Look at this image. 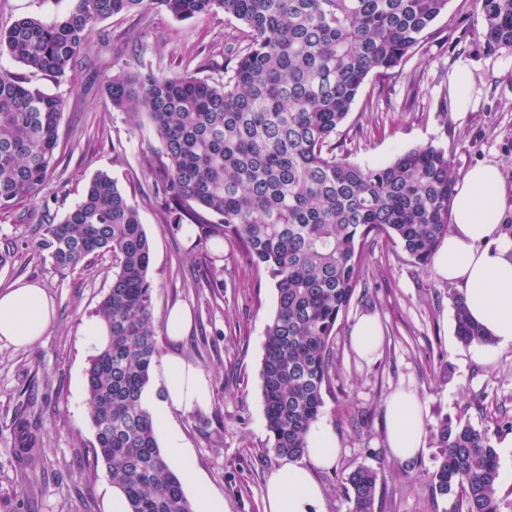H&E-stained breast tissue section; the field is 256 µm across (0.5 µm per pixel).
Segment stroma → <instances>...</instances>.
Returning <instances> with one entry per match:
<instances>
[{
    "instance_id": "obj_1",
    "label": "stroma",
    "mask_w": 512,
    "mask_h": 512,
    "mask_svg": "<svg viewBox=\"0 0 512 512\" xmlns=\"http://www.w3.org/2000/svg\"><path fill=\"white\" fill-rule=\"evenodd\" d=\"M69 5L70 0H0V23L26 15L50 23ZM236 27L220 11L197 21H179L159 10L114 16L92 37L86 67L61 81L38 77L34 83L66 100L59 164L43 197L54 214L64 216L90 179L104 171L135 202L152 243L149 277L160 351L185 354L212 388L210 405L176 414V424L227 512H264L266 477L282 463L271 450L260 379L265 329L276 306L273 283L230 245L197 247L187 233L164 223L163 198L154 190L158 171L149 163L160 143L146 122L113 111L103 92L106 78L123 66L158 73L223 62L230 55L226 36ZM131 30L141 34L137 56L126 48ZM481 31L472 0H448L399 69L382 80H365L340 138L350 161L372 167L427 143L446 148L460 176L478 163L497 164L507 179L500 226L506 237L512 235V52H489ZM461 60L470 66L474 103L459 117L440 107L448 97V74ZM39 239L37 225L0 214V246L15 247L12 263L0 268V289L20 280L38 283L55 308L54 322L39 342L27 348L0 343V512H104L111 480L92 453L85 382L91 352L81 342V328L110 286L112 258L100 256L87 268L63 274L39 249ZM205 266L223 279V288L196 281ZM361 284L365 297H353L337 322L336 375L323 394L321 420L341 448L334 470L318 475L326 512H349L345 477L361 465L382 477L381 512H457L454 497L431 490L438 455L433 442H426L416 460L391 458L385 406L396 391L411 389L424 403L428 428L445 418L484 428L500 416L512 417V345L460 343L453 307L459 286L415 264L386 237H376ZM175 305L188 306L193 318L178 344L163 327ZM365 314L376 315L383 329L370 362L350 340ZM18 411L37 427L36 459L21 452L11 429Z\"/></svg>"
}]
</instances>
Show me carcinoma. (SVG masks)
Masks as SVG:
<instances>
[{
  "label": "carcinoma",
  "mask_w": 512,
  "mask_h": 512,
  "mask_svg": "<svg viewBox=\"0 0 512 512\" xmlns=\"http://www.w3.org/2000/svg\"><path fill=\"white\" fill-rule=\"evenodd\" d=\"M448 0H71L66 14L0 25V55L33 75L63 80L104 20L163 8L179 21L222 10L243 26L220 77L187 69L140 74L120 68L104 93L112 109L146 117L158 155L166 223L187 224L198 244L227 242L264 267L276 289L260 378L272 451L300 459L332 382V338L384 235L428 266L448 234L456 172L433 144L362 166L336 153V134L369 75L383 78L419 47ZM489 50L512 51V0H478ZM63 97L0 67V214L36 223L38 247L60 272L112 255L110 288L96 315L108 343L88 361L95 461L125 494L128 512H192L181 477L161 451L145 404L159 356L149 278L151 244L138 207L100 172L55 222L40 193L57 166ZM464 345L493 340L454 297ZM512 430L444 419L432 491L461 495L462 512H502L495 435ZM380 473L345 477L351 512H375Z\"/></svg>",
  "instance_id": "carcinoma-1"
}]
</instances>
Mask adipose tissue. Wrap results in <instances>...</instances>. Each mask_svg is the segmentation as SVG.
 I'll use <instances>...</instances> for the list:
<instances>
[{"mask_svg": "<svg viewBox=\"0 0 512 512\" xmlns=\"http://www.w3.org/2000/svg\"><path fill=\"white\" fill-rule=\"evenodd\" d=\"M505 176L492 163L472 166L456 185L450 202L452 222L435 257L436 274L461 288L470 318L503 345L512 344V240L502 238L499 226L506 207ZM54 320V307L44 288L19 282L0 290V342L29 347L38 342ZM165 391L151 412L169 429L170 459L182 481L198 491L197 512H224L221 499L207 489L179 435L172 432L177 412L207 406L210 384L199 368L180 352L161 363ZM423 410L419 395L398 391L385 407L388 447L392 457L407 462L424 449ZM300 462H286L268 475L265 512H325L324 491L317 470L332 468L339 457L335 435L321 422L307 437Z\"/></svg>", "mask_w": 512, "mask_h": 512, "instance_id": "obj_1", "label": "adipose tissue"}]
</instances>
